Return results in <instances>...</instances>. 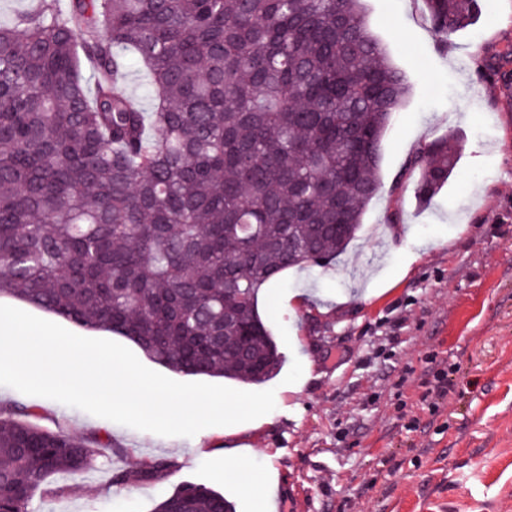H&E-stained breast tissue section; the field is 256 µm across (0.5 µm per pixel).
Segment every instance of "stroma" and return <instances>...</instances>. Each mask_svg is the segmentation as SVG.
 Returning a JSON list of instances; mask_svg holds the SVG:
<instances>
[{"mask_svg": "<svg viewBox=\"0 0 512 512\" xmlns=\"http://www.w3.org/2000/svg\"><path fill=\"white\" fill-rule=\"evenodd\" d=\"M441 40L422 0H367L371 32L410 92L384 136L381 187L335 264L283 272L259 296L284 359L259 427L163 437L0 385V415L86 438L102 467L32 512H151L184 482L262 512H512V0ZM498 76L481 81L483 65ZM463 151L428 205L412 160L448 134ZM448 391L434 389L437 370ZM246 448L244 467L224 451ZM164 459L135 487L115 467Z\"/></svg>", "mask_w": 512, "mask_h": 512, "instance_id": "stroma-1", "label": "stroma"}]
</instances>
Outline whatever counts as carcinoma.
<instances>
[{"instance_id":"obj_1","label":"carcinoma","mask_w":512,"mask_h":512,"mask_svg":"<svg viewBox=\"0 0 512 512\" xmlns=\"http://www.w3.org/2000/svg\"><path fill=\"white\" fill-rule=\"evenodd\" d=\"M424 3L444 42L481 13L479 0ZM131 58L145 106L119 91ZM408 94L365 0H32L0 23V297L123 336L177 374L264 383L283 355L259 291L357 237ZM461 151L448 135L418 152L420 203ZM220 321L225 349L209 341ZM96 456L88 440L0 417V512L70 491L43 484ZM177 503L235 512L195 484L153 512Z\"/></svg>"}]
</instances>
